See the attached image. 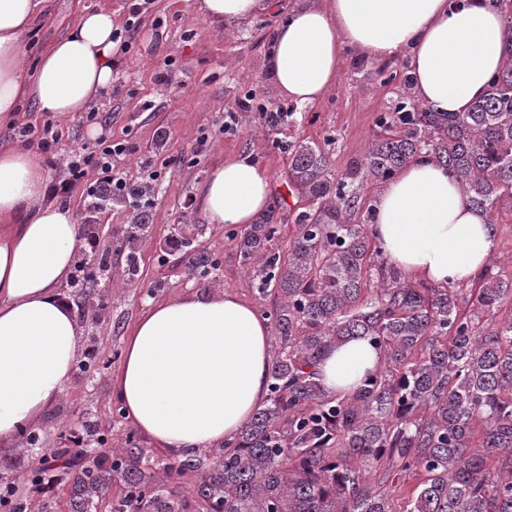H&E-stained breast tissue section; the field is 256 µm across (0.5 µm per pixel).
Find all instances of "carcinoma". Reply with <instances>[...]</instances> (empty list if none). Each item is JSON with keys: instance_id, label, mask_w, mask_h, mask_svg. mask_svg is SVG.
Listing matches in <instances>:
<instances>
[{"instance_id": "cac0c4a2", "label": "carcinoma", "mask_w": 512, "mask_h": 512, "mask_svg": "<svg viewBox=\"0 0 512 512\" xmlns=\"http://www.w3.org/2000/svg\"><path fill=\"white\" fill-rule=\"evenodd\" d=\"M505 24L502 71L466 112H438L410 97L377 113L375 138L341 174L316 144H288L286 180L301 202L283 254L275 211L227 238L262 294L275 347L269 396L229 450L163 465L191 474L175 489L128 435L105 467L69 448L51 450L53 485L71 484L73 512H95L115 478L110 512H512V277L492 268L465 295L406 279L365 223L352 222L363 180L384 182L422 156L448 167L468 201L494 217L512 205V0H492ZM267 112L278 131L294 115ZM141 211L129 225L126 266L150 230ZM188 276L217 266L206 249L173 240ZM367 337L384 361L364 386L332 394L316 366L326 352ZM416 477L404 502L405 482ZM0 512H29L13 481L0 480Z\"/></svg>"}]
</instances>
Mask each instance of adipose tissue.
I'll return each instance as SVG.
<instances>
[{"label": "adipose tissue", "mask_w": 512, "mask_h": 512, "mask_svg": "<svg viewBox=\"0 0 512 512\" xmlns=\"http://www.w3.org/2000/svg\"><path fill=\"white\" fill-rule=\"evenodd\" d=\"M46 0H0V127L28 99L66 117L87 111L112 83L121 53L111 11L90 9L27 72L24 37ZM264 0H195L213 24L242 23ZM351 49L405 58L418 101L465 112L505 59L504 21L489 0H308L277 26L271 70L279 92L310 105L335 85ZM43 155L0 143V448L13 447L68 386L80 331L60 287L86 234L72 209L49 201ZM211 224L239 227L271 209V179L248 155L214 167L199 187ZM371 233L388 261L438 287L477 279L495 249L489 217L434 158L415 160L380 187ZM382 363L368 340L328 351L319 378L347 394ZM267 318L230 291L191 292L149 306L112 384L126 419L155 445L186 457L234 442L268 397Z\"/></svg>", "instance_id": "obj_1"}]
</instances>
